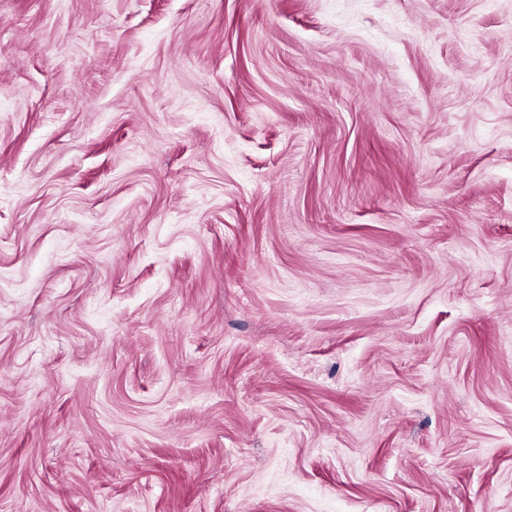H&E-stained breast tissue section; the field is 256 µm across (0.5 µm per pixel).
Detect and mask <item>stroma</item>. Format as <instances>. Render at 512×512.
I'll return each mask as SVG.
<instances>
[{
	"label": "stroma",
	"mask_w": 512,
	"mask_h": 512,
	"mask_svg": "<svg viewBox=\"0 0 512 512\" xmlns=\"http://www.w3.org/2000/svg\"><path fill=\"white\" fill-rule=\"evenodd\" d=\"M0 512H512V0H0Z\"/></svg>",
	"instance_id": "stroma-1"
}]
</instances>
